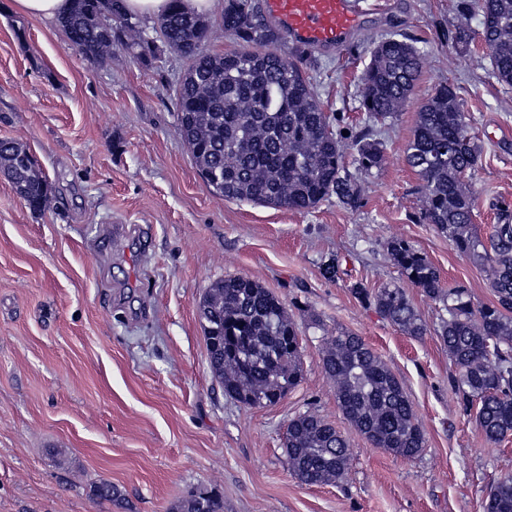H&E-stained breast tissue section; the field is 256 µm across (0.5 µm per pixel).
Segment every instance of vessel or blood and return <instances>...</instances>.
Here are the masks:
<instances>
[{"mask_svg":"<svg viewBox=\"0 0 512 512\" xmlns=\"http://www.w3.org/2000/svg\"><path fill=\"white\" fill-rule=\"evenodd\" d=\"M267 17L296 47L333 51L360 27L359 0H264Z\"/></svg>","mask_w":512,"mask_h":512,"instance_id":"obj_1","label":"vessel or blood"}]
</instances>
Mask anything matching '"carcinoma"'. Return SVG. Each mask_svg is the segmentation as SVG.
Instances as JSON below:
<instances>
[{
  "label": "carcinoma",
  "mask_w": 512,
  "mask_h": 512,
  "mask_svg": "<svg viewBox=\"0 0 512 512\" xmlns=\"http://www.w3.org/2000/svg\"><path fill=\"white\" fill-rule=\"evenodd\" d=\"M181 2L170 0L154 40L143 36L122 0H72L59 26L68 48L95 62L112 59L117 47L140 59L163 47L188 61L176 87L180 132L202 180L225 199L307 211L334 195L344 207H357L360 187L344 168L311 78L270 48L281 36L257 19L254 0H224V29L252 48L222 54L202 49L208 24ZM462 7L481 13L493 74L511 87L512 0H464ZM420 72V54L407 37L374 42L362 74V108L375 120L393 117L410 99ZM468 127L455 92L438 89L420 108L406 162L421 180L423 220L484 269L494 301L477 303L466 288L443 287L428 259L404 241L389 243L388 252L402 275L446 307L440 337L459 370L455 388L462 409L496 444L512 435V223L503 219L488 240L473 224L475 197L464 177L477 166L480 149ZM354 142L361 169L382 167L383 143L372 127L360 130ZM0 171L33 212L45 210L53 186L26 148L0 141ZM355 294L406 334L426 331L403 289L357 288ZM199 317L210 369L226 396L249 407L273 405L297 385L298 327L269 289L228 276L203 296ZM322 365L347 420L371 444L401 458L425 447L403 383L362 337L336 330L325 342ZM284 447L289 472L305 485L337 482L348 469L347 437L316 414L289 421ZM94 495L122 500L110 483ZM173 512H224V499L215 488L197 487ZM485 512H512V478L490 487Z\"/></svg>",
  "instance_id": "carcinoma-1"
}]
</instances>
